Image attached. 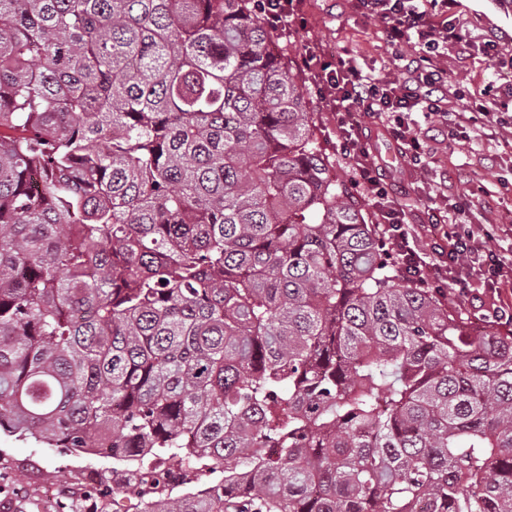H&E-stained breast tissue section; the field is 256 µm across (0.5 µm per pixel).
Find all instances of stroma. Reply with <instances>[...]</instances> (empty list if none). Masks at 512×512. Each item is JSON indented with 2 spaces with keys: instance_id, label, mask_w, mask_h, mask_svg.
I'll return each mask as SVG.
<instances>
[{
  "instance_id": "stroma-1",
  "label": "stroma",
  "mask_w": 512,
  "mask_h": 512,
  "mask_svg": "<svg viewBox=\"0 0 512 512\" xmlns=\"http://www.w3.org/2000/svg\"><path fill=\"white\" fill-rule=\"evenodd\" d=\"M504 0H456L449 17L460 20L472 40H497L503 52L512 51V9H504ZM310 32L277 35V54L286 56L296 74H303L300 55L307 38L321 42L326 58L352 59L368 74L382 70L397 71L400 50L387 43L381 23L353 9L348 0H308ZM450 79L461 89L459 108L487 102L494 111L512 114V68L499 67L479 54H467L449 48L439 60ZM307 100L321 129L324 150L334 163L338 178L351 183L347 161L339 151L336 116L316 87H308ZM512 139V127L490 122L480 128L466 127L453 135L437 133L430 162L436 173L448 176V199L458 201L488 193L499 198L500 206L490 215L494 237L489 248L512 255V149L504 139ZM373 148L384 168L398 203L410 211L415 222L429 221L427 196L436 194L439 183L423 180L402 166L399 147L388 136L373 140ZM451 304L461 312L473 311L480 304L499 306L512 302V289L505 298L483 282L471 279L451 283L447 291ZM87 457L71 448H47L30 440L0 434V512H85L80 497L81 469Z\"/></svg>"
}]
</instances>
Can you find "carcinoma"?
Instances as JSON below:
<instances>
[{
    "label": "carcinoma",
    "mask_w": 512,
    "mask_h": 512,
    "mask_svg": "<svg viewBox=\"0 0 512 512\" xmlns=\"http://www.w3.org/2000/svg\"><path fill=\"white\" fill-rule=\"evenodd\" d=\"M273 38L0 0V430L134 454L97 512H512V325L405 277Z\"/></svg>",
    "instance_id": "carcinoma-1"
}]
</instances>
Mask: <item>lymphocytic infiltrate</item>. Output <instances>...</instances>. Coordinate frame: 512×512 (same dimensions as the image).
Wrapping results in <instances>:
<instances>
[{
	"instance_id": "1",
	"label": "lymphocytic infiltrate",
	"mask_w": 512,
	"mask_h": 512,
	"mask_svg": "<svg viewBox=\"0 0 512 512\" xmlns=\"http://www.w3.org/2000/svg\"><path fill=\"white\" fill-rule=\"evenodd\" d=\"M352 6L368 18L385 21L390 44L408 47L403 78H371L352 61L340 57L330 62L313 50L305 54L303 64L336 109L342 154L380 218L385 244L403 273L419 277L422 284L456 282L468 275L500 291L512 288V259L486 249L490 234L480 223L497 209V201L482 196L460 204L457 210L470 218L461 224L443 198L429 208L430 223H411L408 212L396 205L370 147L373 128H380L399 145L404 165L424 174L431 148L409 123L412 112L456 127L488 117L481 104L463 112L448 110L451 81L437 61L449 44L464 40L459 24L448 18V0H352Z\"/></svg>"
}]
</instances>
